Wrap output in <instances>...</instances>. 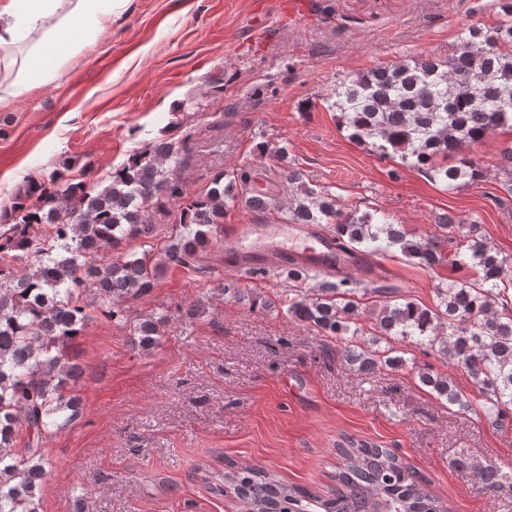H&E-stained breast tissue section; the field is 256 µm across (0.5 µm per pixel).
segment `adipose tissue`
I'll return each instance as SVG.
<instances>
[{"mask_svg": "<svg viewBox=\"0 0 512 512\" xmlns=\"http://www.w3.org/2000/svg\"><path fill=\"white\" fill-rule=\"evenodd\" d=\"M127 0H0V99L57 81Z\"/></svg>", "mask_w": 512, "mask_h": 512, "instance_id": "adipose-tissue-1", "label": "adipose tissue"}]
</instances>
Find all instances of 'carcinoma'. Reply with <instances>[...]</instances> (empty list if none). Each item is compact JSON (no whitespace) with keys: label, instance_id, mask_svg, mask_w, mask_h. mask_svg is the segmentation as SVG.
<instances>
[{"label":"carcinoma","instance_id":"cac0c4a2","mask_svg":"<svg viewBox=\"0 0 512 512\" xmlns=\"http://www.w3.org/2000/svg\"><path fill=\"white\" fill-rule=\"evenodd\" d=\"M502 13L491 30L464 28L446 59L409 58L346 75L331 104L341 125L379 156L398 158L450 190L482 178L464 148L512 128V0L502 4ZM192 136L187 131L177 141L134 151L103 184L53 173L20 190L0 214V512H39L50 462L39 447L16 448L20 427L40 445L51 431L82 415L74 391L82 369L66 347L84 335L91 309L110 320L122 318V303L145 294L168 261L205 269V251L223 227L224 207L249 174L240 169L226 181L219 172L205 193L188 192L180 169ZM284 176L292 186L289 221L334 225L344 253L396 248L424 266L444 261L434 243L408 237L389 216L349 210L331 192L311 187L297 170L287 169ZM249 206L264 214L277 203L257 191ZM161 217L173 218L177 229L165 260L158 264L123 252L106 259L126 240L153 233ZM451 265L477 269L480 278L438 288L434 308L387 299L373 328L420 346L441 345L474 379L485 415L496 419L512 410V314L493 305L506 283V259L484 243L480 225L473 223ZM310 273L305 265L288 266V315L331 335H366L351 301L356 279L338 266L310 298L300 286ZM164 322L163 317L141 322L131 344L154 347ZM393 352L349 343L344 358L352 370L368 374L402 363ZM419 380L451 405L472 406L441 375L422 372ZM339 456L338 488L328 496L247 466L213 472L205 482L220 492L233 490L244 512H450L389 449L349 441ZM482 478L492 493L512 497V479L497 466H485Z\"/></svg>","mask_w":512,"mask_h":512}]
</instances>
